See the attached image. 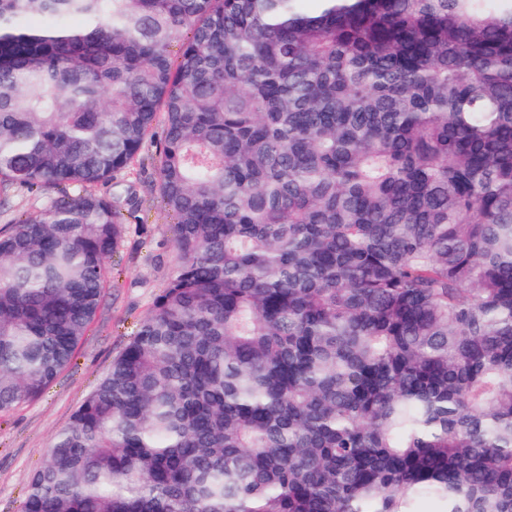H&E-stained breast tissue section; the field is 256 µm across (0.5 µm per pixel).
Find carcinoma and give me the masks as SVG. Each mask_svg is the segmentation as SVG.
Wrapping results in <instances>:
<instances>
[{"label":"carcinoma","instance_id":"1","mask_svg":"<svg viewBox=\"0 0 512 512\" xmlns=\"http://www.w3.org/2000/svg\"><path fill=\"white\" fill-rule=\"evenodd\" d=\"M159 119L174 272L23 512H512V0H0V413ZM57 195L54 191L21 189L0 196V227L12 224L23 213L46 207Z\"/></svg>","mask_w":512,"mask_h":512}]
</instances>
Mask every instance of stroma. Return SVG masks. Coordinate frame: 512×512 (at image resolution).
I'll return each instance as SVG.
<instances>
[{
    "instance_id": "1",
    "label": "stroma",
    "mask_w": 512,
    "mask_h": 512,
    "mask_svg": "<svg viewBox=\"0 0 512 512\" xmlns=\"http://www.w3.org/2000/svg\"><path fill=\"white\" fill-rule=\"evenodd\" d=\"M155 143L144 145L136 164L117 174L122 189L136 197L140 221L150 233L129 226L112 257V283L103 309L80 340L75 357L36 400L0 413V512H22L30 475L51 442L108 372L130 342L174 269L170 242L172 215L153 189Z\"/></svg>"
}]
</instances>
